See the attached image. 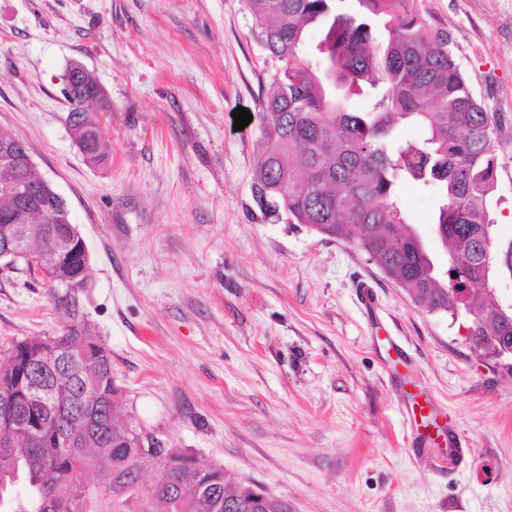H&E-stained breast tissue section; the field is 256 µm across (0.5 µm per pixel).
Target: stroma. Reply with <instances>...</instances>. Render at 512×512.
I'll use <instances>...</instances> for the list:
<instances>
[{
	"label": "stroma",
	"mask_w": 512,
	"mask_h": 512,
	"mask_svg": "<svg viewBox=\"0 0 512 512\" xmlns=\"http://www.w3.org/2000/svg\"><path fill=\"white\" fill-rule=\"evenodd\" d=\"M495 125V234L512 242V0H422ZM92 71L108 160L66 124L71 64ZM273 64L245 0H0V133L67 201L91 278L84 307L135 417L292 512H512V356L470 344L354 245L265 217L251 196ZM431 234L435 188L402 185ZM55 291L0 273V347L56 336ZM435 411L410 428L407 407ZM449 422L471 456L444 470Z\"/></svg>",
	"instance_id": "obj_1"
}]
</instances>
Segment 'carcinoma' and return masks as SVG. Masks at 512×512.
<instances>
[{
	"mask_svg": "<svg viewBox=\"0 0 512 512\" xmlns=\"http://www.w3.org/2000/svg\"><path fill=\"white\" fill-rule=\"evenodd\" d=\"M254 34L276 67L260 101L263 156L252 194L261 211L357 246L430 312L458 317L478 345L512 347V308L492 302L482 283L497 270L477 245L494 239L499 199L494 125L470 92L448 30L420 0H245ZM322 30L314 65L301 53L306 31ZM374 98L352 112L349 96ZM422 137L401 144L399 125ZM436 184L435 234L451 252L443 278L408 222L398 186ZM40 242L75 228L34 217ZM71 260L43 270L21 256L12 268L50 285L87 287L81 240ZM67 325L58 336H28L0 349V512H224L247 496L219 467L199 468L193 453L160 435L142 451L136 422L116 408L124 390L112 354L95 335L81 297L55 296ZM153 479L136 484L144 461Z\"/></svg>",
	"mask_w": 512,
	"mask_h": 512,
	"instance_id": "carcinoma-1",
	"label": "carcinoma"
}]
</instances>
